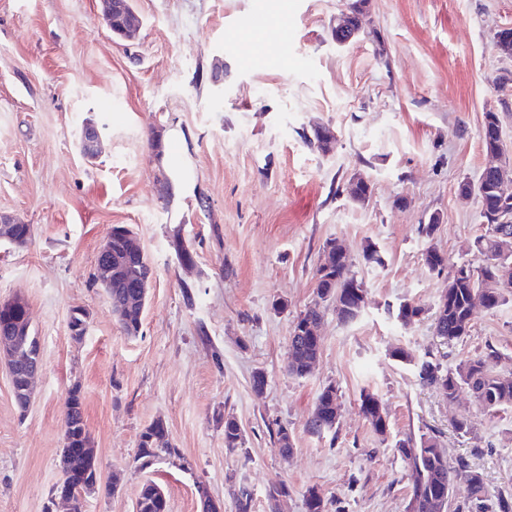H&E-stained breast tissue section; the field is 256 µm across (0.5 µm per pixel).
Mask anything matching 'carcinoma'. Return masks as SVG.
Segmentation results:
<instances>
[{"instance_id": "1", "label": "carcinoma", "mask_w": 512, "mask_h": 512, "mask_svg": "<svg viewBox=\"0 0 512 512\" xmlns=\"http://www.w3.org/2000/svg\"><path fill=\"white\" fill-rule=\"evenodd\" d=\"M497 121V113L485 114L481 139L487 152L496 148ZM333 141V134L324 126L313 128L312 138L308 139L309 145L321 151L329 150ZM480 202L483 211L481 217L488 224L485 233L476 238L474 247L483 257L482 263L479 266L467 264V275L464 277H448V288L439 297L435 311L434 333L447 343L457 342L470 332L475 317L471 307L473 296H481L488 310H495L507 302L502 289L497 287V281L500 268L512 265V254L504 255L501 243V235L512 236V215L507 223L499 222L502 208L498 196L492 192L480 196ZM2 235L11 236L17 246H24L32 237V226L0 224ZM342 248L343 245L335 241L326 244L329 267L325 271L317 268L315 278L319 298L335 301L337 318L348 322L364 309L367 289L353 271L350 255L336 254ZM146 261L148 258L137 242L136 232L124 224H116L112 226V255L97 265L92 273L93 284L103 288L108 298L112 299V312L128 336H136L140 332L146 305L142 302L141 289L127 287L126 276L131 267L141 266ZM424 262L430 270L439 273L448 265L444 254L432 246L425 250ZM322 320L323 311L314 304L293 321L286 364L289 374L303 377L311 371L318 358L321 340L309 334V326L318 325ZM498 357V351L489 345L484 353L453 368L425 361L420 365L418 377L422 384L437 387L450 401L465 390L483 409L498 414L512 409V378L495 373L493 361ZM337 391L338 388L330 384L320 392L308 422L312 432L320 435L335 429L340 408ZM361 408L374 431L385 434L388 423L378 396L363 393ZM224 445L231 450L241 445L240 429L231 419L224 422ZM398 448L413 473L409 499L419 504L418 512H425L428 503L438 500L445 502V509H450L453 489L459 481L468 486V512H488L482 474L463 461L455 466L449 465L435 437L423 434L417 440L398 442ZM175 453L176 449L172 448L168 436L154 429V426L142 432L138 454L142 465L147 466L163 455ZM157 489L159 484L153 480L140 489L139 512H168V501L159 496ZM306 506L307 512H328L327 502L315 487L307 490Z\"/></svg>"}]
</instances>
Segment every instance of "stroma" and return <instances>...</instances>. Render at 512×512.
Listing matches in <instances>:
<instances>
[{
    "mask_svg": "<svg viewBox=\"0 0 512 512\" xmlns=\"http://www.w3.org/2000/svg\"><path fill=\"white\" fill-rule=\"evenodd\" d=\"M346 2L135 0L142 27L127 41L99 0H0V221L33 228L26 246L0 241V301H27L43 362L23 414L0 367V512H46L74 387L100 473L86 512H136L148 479L169 512H201V484L224 512H237L243 491L252 512H306L312 486L332 512H405L412 471L397 444L424 433L449 463L482 473L489 507L512 505V412H484L465 392L447 400L416 368H452L490 345L512 372V288L507 305L477 308L469 335L445 344L433 317L448 276L423 258L433 246L452 264L482 262L480 198L458 186L484 169L485 113H498L512 158V82L501 81L512 56L495 45L512 0H368L369 25L340 47L331 31ZM251 25L264 58L249 57ZM284 29L293 44L282 45ZM88 119L102 140L91 162L79 144ZM317 125L335 134L328 151L305 140ZM357 176L371 185L362 204L346 191ZM433 216L427 239L420 226ZM116 224L134 228L155 271L135 337L91 282ZM176 235L193 266L174 253ZM332 240L368 291L349 323L317 300L314 272ZM369 247L381 264L365 260ZM316 302L319 358L295 377L291 324ZM405 302L423 309L407 326ZM76 309L89 314L79 341ZM397 347L407 361L392 358ZM331 383L339 421L317 435L307 421ZM367 391L383 403L385 435L361 411ZM228 418L243 438L234 452ZM462 418L469 433L453 427ZM158 420L176 453L140 467V435ZM280 427L294 440L287 458L270 436ZM277 481L288 494L273 503Z\"/></svg>",
    "mask_w": 512,
    "mask_h": 512,
    "instance_id": "stroma-1",
    "label": "stroma"
}]
</instances>
